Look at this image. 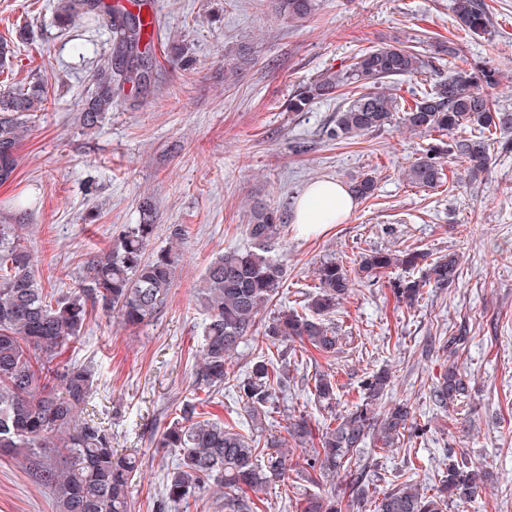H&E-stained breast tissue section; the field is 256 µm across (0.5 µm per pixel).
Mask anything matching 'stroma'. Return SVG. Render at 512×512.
Returning <instances> with one entry per match:
<instances>
[{
  "label": "stroma",
  "mask_w": 512,
  "mask_h": 512,
  "mask_svg": "<svg viewBox=\"0 0 512 512\" xmlns=\"http://www.w3.org/2000/svg\"><path fill=\"white\" fill-rule=\"evenodd\" d=\"M488 34H465L453 0H321L304 20L274 16L269 0H152L160 22L156 81L149 94L130 90L91 131L79 113L97 67L110 58L106 25L64 30L57 0H0V41L17 54L0 73V89L41 78L47 108L17 150L10 182L0 184V218L23 224L44 288L74 287L80 265L125 225L151 209L156 224L148 252L172 249L174 286L163 311L129 328L97 314L67 357L92 362L94 413L120 452L140 461L130 489L132 512H159L166 458L155 441L191 399L204 315L196 290L209 261L245 250L249 210L260 202L282 217L276 246L285 277L259 314L267 322L282 307L298 308L315 286L321 262L337 259L357 271L372 250L421 249L459 258V278L446 289H425L414 307L396 302L387 280L353 281L330 317L340 353L332 366L341 385L336 412L359 400V382L382 367L393 373L390 396L407 401L425 431L375 460L374 495L400 476L432 486L449 452L465 451L490 470L492 483L470 503L447 512H512V132L497 135L492 161L469 181L457 159L444 164L438 187L410 183L405 169L424 153L428 136L395 125L353 142L326 137L338 100L292 112L288 100L326 70L349 64L360 50L398 40L426 54L453 42L469 62L494 68L492 101L512 110V0H485ZM238 76L225 80L227 67ZM372 197L348 217L311 236L292 225L295 208L316 181L341 184L364 174ZM187 228L174 243L169 227ZM462 335L456 356L434 340ZM307 366L289 371L293 390L282 415L304 416L321 429L327 410L309 390L330 364L310 352ZM456 361L469 385L465 401L433 409L429 390ZM0 512H55L49 489L26 465L0 459Z\"/></svg>",
  "instance_id": "obj_1"
}]
</instances>
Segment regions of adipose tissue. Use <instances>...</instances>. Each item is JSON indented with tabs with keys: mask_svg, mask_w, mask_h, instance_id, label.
<instances>
[{
	"mask_svg": "<svg viewBox=\"0 0 512 512\" xmlns=\"http://www.w3.org/2000/svg\"><path fill=\"white\" fill-rule=\"evenodd\" d=\"M354 206L355 199L344 185L332 179L320 180L303 194L294 222L301 234H317L344 220Z\"/></svg>",
	"mask_w": 512,
	"mask_h": 512,
	"instance_id": "ef3b65f1",
	"label": "adipose tissue"
}]
</instances>
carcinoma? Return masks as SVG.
Returning <instances> with one entry per match:
<instances>
[{
  "label": "carcinoma",
  "instance_id": "carcinoma-1",
  "mask_svg": "<svg viewBox=\"0 0 512 512\" xmlns=\"http://www.w3.org/2000/svg\"><path fill=\"white\" fill-rule=\"evenodd\" d=\"M276 15L306 19L318 9L317 0H271ZM453 12L462 30L489 32L484 0H453ZM103 16L112 35V55L92 75L93 90L80 115L86 129H94L112 110L115 94L125 86L148 92L156 62L150 21L139 11L105 0H58L56 23L65 28L89 15ZM427 74L430 88L414 94L402 106L391 83ZM498 83L496 71L473 66L467 60L448 71L436 72L433 57L414 46L384 44L362 50L346 68L326 70L288 100V111L301 112L316 99L348 89L344 106L336 112L330 138L338 142L400 124L415 134L437 135L405 170L411 183L436 187L443 182V162L455 156L466 163L475 179L490 160L489 136L512 130V111L502 109L483 87ZM47 96L41 83L26 90L0 92V183L17 166L16 151L29 123L45 109ZM480 135L444 140L467 126ZM352 193L367 199L374 194V177L366 174L351 184ZM156 225L151 214L129 224L108 248L84 261L76 287L67 292L44 290L35 277V260L22 243V225L0 222V458L34 466L38 480L54 498L55 512H131L130 491L139 461L121 456L112 447V435L88 412L96 383L94 365L61 361L63 350L80 339L95 307L115 314L129 327L154 318L166 306L175 279V258L162 249L145 257ZM283 224L277 212L265 206L251 210L245 232L252 247L213 258L205 269L197 301L205 312L198 389L207 395L233 391L252 421L270 419L280 412L277 393L286 392L288 359L304 357L312 346L322 357H336L338 338L325 317L336 311L351 290L344 263L329 260L315 270L316 292L306 296L302 310L286 309L269 319L256 336L260 311L279 293L284 267L273 254ZM427 254L407 249L399 254L375 250L361 256L358 271L370 282L389 279L400 301L412 305L424 288H446L458 278L454 255L426 261ZM427 263L417 279L396 275ZM247 341L277 348V358L255 357L243 374L229 371L228 359ZM391 373L380 370L360 384V401L313 435L303 417H287L285 435L269 433L263 439L241 424L205 418L206 400L198 396L183 403L179 418L161 432L158 447L169 451L171 466L164 475L165 501L176 507L201 500L213 490L222 498L224 512H254L248 495L286 483L290 472L312 484L334 481L340 471L353 469L345 488L305 494L303 512H343L350 501L368 500L370 466L358 463L357 452L372 443L388 453L401 439L419 436L410 407L387 403ZM334 375H315L313 396L327 409L336 405ZM465 376L450 362L432 386L429 399L442 410L467 397ZM318 439V447L306 444ZM302 448L301 460L288 464V444ZM488 474L473 468L466 454L448 456L446 475L428 494L420 484L405 481L372 501L373 512H446L453 502H471L479 495Z\"/></svg>",
  "mask_w": 512,
  "mask_h": 512
}]
</instances>
